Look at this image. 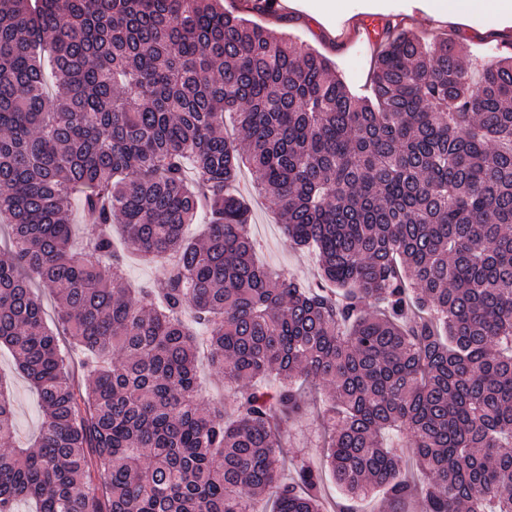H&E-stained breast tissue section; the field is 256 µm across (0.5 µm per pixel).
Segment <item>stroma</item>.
Segmentation results:
<instances>
[{
  "instance_id": "stroma-1",
  "label": "stroma",
  "mask_w": 512,
  "mask_h": 512,
  "mask_svg": "<svg viewBox=\"0 0 512 512\" xmlns=\"http://www.w3.org/2000/svg\"><path fill=\"white\" fill-rule=\"evenodd\" d=\"M434 0H342L340 11L328 12L325 0H297V9L279 6L270 13L254 9V0H224L226 10L262 25L274 35L287 34L317 50L335 68L337 75L355 92L366 85L377 45L369 34L367 17L376 14L400 23L424 42L455 36L475 63H484L512 54V17L486 13L467 25H434L427 12ZM254 176L242 169L237 189L249 201L250 230L257 244L261 264L302 284L315 283L318 263L305 248L290 245L270 198L253 191ZM0 375L14 391V426L17 442L24 443L38 431L41 422L39 399L17 369L10 352L0 348ZM284 453L287 457L319 459V423L315 415L287 425Z\"/></svg>"
}]
</instances>
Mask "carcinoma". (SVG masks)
Wrapping results in <instances>:
<instances>
[{
    "mask_svg": "<svg viewBox=\"0 0 512 512\" xmlns=\"http://www.w3.org/2000/svg\"><path fill=\"white\" fill-rule=\"evenodd\" d=\"M375 36L356 95L222 0H0V346L43 415L14 447L0 377V512H324L323 468L279 478L310 377L338 512H512V57ZM245 162L320 283L254 261ZM128 251L155 288L126 286ZM195 325L232 420L199 401Z\"/></svg>",
    "mask_w": 512,
    "mask_h": 512,
    "instance_id": "obj_1",
    "label": "carcinoma"
}]
</instances>
